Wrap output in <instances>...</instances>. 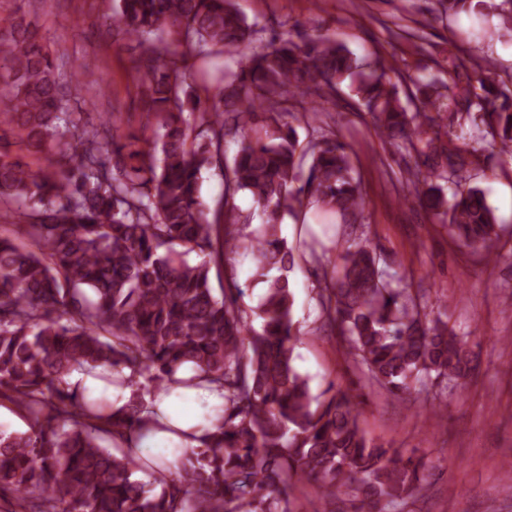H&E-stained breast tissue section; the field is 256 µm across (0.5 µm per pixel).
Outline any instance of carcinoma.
Wrapping results in <instances>:
<instances>
[{"label": "carcinoma", "instance_id": "carcinoma-1", "mask_svg": "<svg viewBox=\"0 0 512 512\" xmlns=\"http://www.w3.org/2000/svg\"><path fill=\"white\" fill-rule=\"evenodd\" d=\"M502 2L497 35L510 40L512 0ZM440 3L458 14L484 0ZM105 25L112 42L138 49L148 138L118 134L115 114L96 123L67 111L65 91L81 90L88 63L62 71L20 10L0 27V213L25 219L32 243L0 232V407L27 424L0 429V512H290L294 480L319 483L323 512H338L341 495L349 512L407 504L427 463L367 437L360 395L333 384L315 395L295 367L289 273L306 255L320 267L321 328L391 396L432 379L465 386L468 341L430 317L367 241L337 257L316 240L296 251L281 225L311 205L362 223L351 148L316 124L348 80L378 138L406 159L404 198L493 260L503 228L473 171L489 150L512 160V89L456 51L441 81L399 74L382 53L359 57L330 34L262 42L234 0H113ZM286 115L305 125L306 143ZM229 135L239 137L231 157ZM45 149L55 154L44 163L22 154ZM214 166L225 168L224 197L211 208L200 180ZM240 193L262 218L256 235L242 232L251 214ZM237 256L265 285L249 312L236 279L218 296L212 287ZM186 363L224 392V416L195 459L165 449V470L177 472L156 478L154 494L133 479L151 460L118 438L137 425L140 392L164 390ZM98 368L137 387L127 407L70 389L72 371Z\"/></svg>", "mask_w": 512, "mask_h": 512}]
</instances>
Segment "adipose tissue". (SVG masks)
I'll use <instances>...</instances> for the list:
<instances>
[{"label":"adipose tissue","instance_id":"1","mask_svg":"<svg viewBox=\"0 0 512 512\" xmlns=\"http://www.w3.org/2000/svg\"><path fill=\"white\" fill-rule=\"evenodd\" d=\"M193 374L192 367H181L175 372V381L169 384L167 393L146 396L137 425L142 456L173 444L190 451L200 449L206 426L199 421L196 409L203 403L211 407L223 405L224 399L208 387L185 386V379Z\"/></svg>","mask_w":512,"mask_h":512}]
</instances>
